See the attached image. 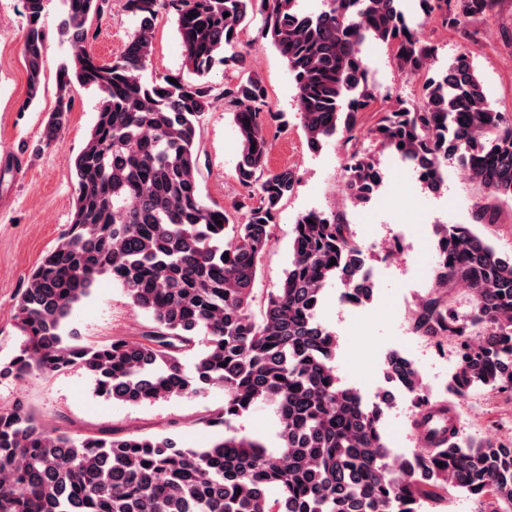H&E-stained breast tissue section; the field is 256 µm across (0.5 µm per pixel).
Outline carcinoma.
I'll list each match as a JSON object with an SVG mask.
<instances>
[{
  "mask_svg": "<svg viewBox=\"0 0 512 512\" xmlns=\"http://www.w3.org/2000/svg\"><path fill=\"white\" fill-rule=\"evenodd\" d=\"M49 0H22L27 72L24 106L41 94ZM297 0H126L139 27L109 64L91 49L88 18L106 0H64L59 33L73 60L58 73L59 94L45 128L54 143L72 110L74 86L100 93L95 124L73 158L77 198L67 235L30 273L15 313L23 341L0 363V378L52 375L78 367L97 395L141 404L224 388V406L204 418L224 427L207 448H179L166 436L106 430L75 438L46 430L18 404L0 413V512H423L454 491L485 497L489 512H512V443L475 441L448 430L456 399L473 387L512 386V256L467 224L446 225L437 242L433 286L411 317L414 334L447 336L458 372L445 393H425L409 359L393 353L386 377L412 397L413 425L426 442L393 459L383 432L387 399L367 404L342 384L338 340L316 320L333 281L343 300L373 295L364 275L372 256L343 213L310 212L292 227V258L255 318L254 286L281 202L297 183L293 168L267 167V90L250 71L240 33L259 21L297 91L299 121L312 150L355 139L361 112L381 93L361 56L368 40L389 47L400 70L424 77L422 104L405 102L370 129L372 149L352 147L345 165L354 204L379 187L376 154L390 151L430 193L455 165L486 194L476 213L496 223L492 200L512 197V119L488 104L469 53L435 70L437 48L420 36L401 0H323L317 14ZM427 15L460 28L488 16L497 0H420ZM176 20L195 81L144 77L161 10ZM239 72L217 88L215 62ZM219 100L239 141L236 178L247 189L245 220L230 222L207 204L198 175L202 120ZM229 259H224V256ZM336 264H330V259ZM110 276L153 326L133 340L80 342L68 329L74 307ZM464 291L468 307L456 308ZM193 356L191 371L182 359ZM277 418L275 448L240 436L231 422L256 406Z\"/></svg>",
  "mask_w": 512,
  "mask_h": 512,
  "instance_id": "carcinoma-1",
  "label": "carcinoma"
}]
</instances>
